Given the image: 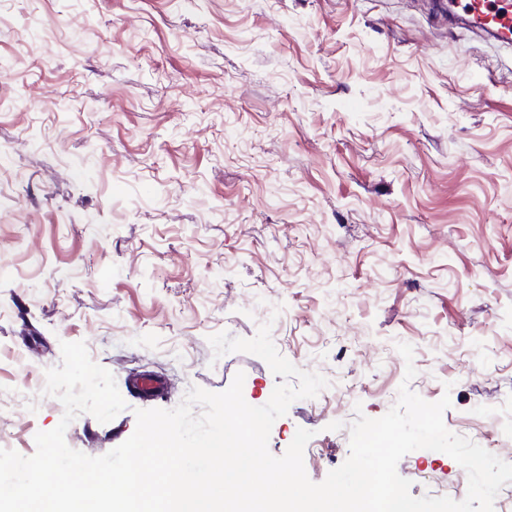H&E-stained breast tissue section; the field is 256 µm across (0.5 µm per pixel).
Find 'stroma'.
Wrapping results in <instances>:
<instances>
[{
  "label": "stroma",
  "mask_w": 512,
  "mask_h": 512,
  "mask_svg": "<svg viewBox=\"0 0 512 512\" xmlns=\"http://www.w3.org/2000/svg\"><path fill=\"white\" fill-rule=\"evenodd\" d=\"M446 0H0V449L36 451L61 342H85L127 407L79 415L103 455L135 410L194 386L268 402L282 376L210 335L255 336L324 376L297 429L312 482L407 365L447 429L512 463V47L447 26ZM414 349L405 362L398 343ZM153 372L166 395L134 393ZM415 497L466 471L418 449Z\"/></svg>",
  "instance_id": "35a3bbf8"
}]
</instances>
